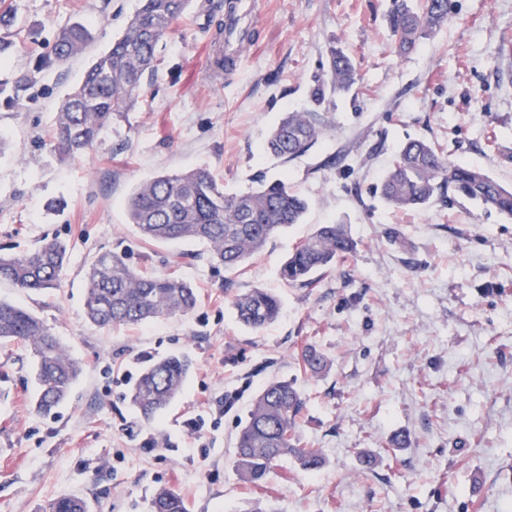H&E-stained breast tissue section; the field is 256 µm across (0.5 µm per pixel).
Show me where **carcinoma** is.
<instances>
[{
  "instance_id": "obj_1",
  "label": "carcinoma",
  "mask_w": 512,
  "mask_h": 512,
  "mask_svg": "<svg viewBox=\"0 0 512 512\" xmlns=\"http://www.w3.org/2000/svg\"><path fill=\"white\" fill-rule=\"evenodd\" d=\"M140 5L123 33L94 55L79 82L55 113L50 133L54 152L74 159L101 141L112 125L127 120L140 97L144 77L157 61L160 42L172 22L183 15L191 0H139ZM388 21L396 52L414 51L421 38L448 21V0H390ZM92 36L81 22L67 23L57 33L53 61L63 63L83 53ZM357 81L351 57L342 49H328V74L311 87L313 106L350 89ZM325 134L314 110L288 112L271 130L266 152L293 160L309 151ZM381 194L394 208L421 209L438 198L459 197L490 207L512 218V190L485 172L454 164L424 139L406 141L385 171ZM307 201L283 177L242 194L226 195L224 186L205 168L162 173L140 184L127 202L128 221L149 244L201 242L207 259L230 273L238 271L283 229L301 223ZM355 249V241L341 224H320L295 248L282 268L290 285L311 287L315 276L332 268ZM68 245L46 237L19 254L0 255V281L24 291L59 286ZM84 309L94 326L112 329L153 320L187 317L197 307L192 284L171 273H142L127 258L98 251L86 271ZM238 324L259 331L281 315V301L264 288H252L232 299ZM0 341L23 344L35 365L38 391L33 407L47 412L64 402L83 373L51 328L28 309L0 301ZM299 368L310 375L323 372L327 360L315 346L296 353ZM192 369L183 355L145 361L131 383L127 399L145 420L166 409L182 391ZM303 399L293 383L272 380L256 394L245 424L236 438L235 468L240 479L261 484L274 462L293 456L302 469L323 465L322 457L298 447L295 418ZM43 512H88L78 496L50 501ZM151 512H188L180 494L168 487L155 491Z\"/></svg>"
}]
</instances>
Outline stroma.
Wrapping results in <instances>:
<instances>
[{
    "label": "stroma",
    "instance_id": "1",
    "mask_svg": "<svg viewBox=\"0 0 512 512\" xmlns=\"http://www.w3.org/2000/svg\"><path fill=\"white\" fill-rule=\"evenodd\" d=\"M17 10L21 50L0 62V253L65 239L57 288L0 300L50 325L83 374L69 399L34 412L32 365L0 344V512H41L61 496L89 512H151L171 487L188 512H504L512 505V219L448 199L396 210L377 188L399 146L421 138L449 160L481 168L512 188V0H450L447 23L400 56L389 0H257L256 42L230 75L209 77L203 54L218 35L225 0H192L162 41L127 122L100 145L60 163L48 141L55 112L92 52L121 33L138 0H0ZM86 23L91 53L50 62L58 29ZM352 58L357 81L319 108L327 131L285 162L264 143L280 117L310 108L329 46ZM340 155L341 165L325 166ZM209 169L225 192L257 177L287 176L309 202L303 223L273 237L242 271L212 265L196 242L148 245L127 222V200L161 172ZM345 224L354 253L311 287L282 281L280 267L319 224ZM101 249L137 267L177 270L199 294L195 312L120 330L85 317L86 270ZM282 300L281 318L253 332L231 299L252 288ZM315 345L320 375L293 353ZM187 354L193 371L171 407L142 421L124 399L151 358ZM292 381L304 406L301 447L324 466L275 463L261 486L240 481L235 436L270 379ZM223 402L224 415L212 409ZM405 436L401 447L392 438Z\"/></svg>",
    "mask_w": 512,
    "mask_h": 512
}]
</instances>
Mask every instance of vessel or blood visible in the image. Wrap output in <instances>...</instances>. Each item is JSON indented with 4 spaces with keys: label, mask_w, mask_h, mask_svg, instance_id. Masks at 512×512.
<instances>
[{
    "label": "vessel or blood",
    "mask_w": 512,
    "mask_h": 512,
    "mask_svg": "<svg viewBox=\"0 0 512 512\" xmlns=\"http://www.w3.org/2000/svg\"><path fill=\"white\" fill-rule=\"evenodd\" d=\"M254 9V0H228L224 14L225 45L206 57L207 71L235 69L243 45L255 38V27L250 20Z\"/></svg>",
    "instance_id": "b4317fda"
}]
</instances>
